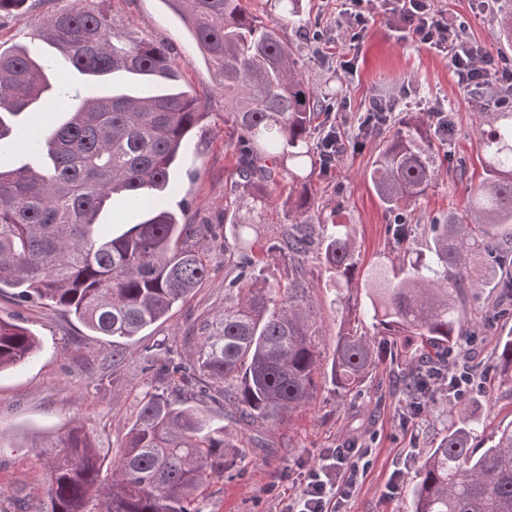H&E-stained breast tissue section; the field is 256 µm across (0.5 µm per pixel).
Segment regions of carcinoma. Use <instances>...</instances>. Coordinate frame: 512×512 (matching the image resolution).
<instances>
[{
    "label": "carcinoma",
    "instance_id": "cac0c4a2",
    "mask_svg": "<svg viewBox=\"0 0 512 512\" xmlns=\"http://www.w3.org/2000/svg\"><path fill=\"white\" fill-rule=\"evenodd\" d=\"M107 0H71L32 34L53 45L77 72L100 77L124 71L142 78L137 94L77 97L60 104L48 94L46 70L23 50H0V141L14 120L46 121L32 143L38 166H13L0 157V291L61 308L89 330L131 338L165 317L209 275L205 252L160 198L183 142L203 122L198 98L161 93L171 80L162 46L118 25ZM186 20L204 61L224 90V123L236 141L234 186L224 193V314L210 325L197 359L174 364L159 357L165 378L148 383L126 442L105 458L81 427L50 449L48 502L40 512H202L203 488L233 470L243 451L228 426L214 424L206 401H224V418L252 432L275 426L304 409L317 389L321 363L335 392H358L380 362L381 349L406 365L401 378L410 411L427 408L432 383L443 377V349L468 339V289L496 276L482 256L512 244V112L488 113L479 143L484 178L464 210L434 221L425 253L407 257L399 274L366 292L380 339L346 323L332 351L321 350L305 260L316 252L336 288V310L352 314L359 300L353 226L324 224L311 186L310 138L322 125L317 91L306 81L304 60L251 11L247 0H166ZM67 118L47 123L46 113ZM431 131L407 112L383 141L370 180L396 246L409 241L406 217L438 174ZM290 185L288 221L273 243L258 226L274 208V192ZM118 196L148 218L117 236L99 233L98 216ZM284 265L268 274L264 255ZM38 341L26 328L0 320V370L28 361ZM497 372L512 385V338L499 344ZM437 447L421 458L410 490V512H512V426L472 441L482 420L459 406Z\"/></svg>",
    "mask_w": 512,
    "mask_h": 512
}]
</instances>
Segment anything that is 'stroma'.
Listing matches in <instances>:
<instances>
[{
  "label": "stroma",
  "mask_w": 512,
  "mask_h": 512,
  "mask_svg": "<svg viewBox=\"0 0 512 512\" xmlns=\"http://www.w3.org/2000/svg\"><path fill=\"white\" fill-rule=\"evenodd\" d=\"M436 10L465 23L468 41L489 49L495 58L512 64V45L499 33V0H433ZM70 0H34L28 9L0 15V47L31 46L42 58L56 56L54 47L31 43L30 34L51 12L70 7ZM107 7L123 23L160 43L176 77L173 91L197 94L207 117L204 129L183 144L165 196L170 208L185 204L184 222L208 224L212 232L201 244L211 268L195 293L138 336L122 340L127 360L115 381L112 340L92 333L74 316L52 307L23 302L13 289L0 292V319L28 328L39 348L26 364L0 371V512H18L17 498H27L38 512L47 498L46 455L70 427L90 433L105 459L122 446L128 426L139 411V397L155 375L153 355L166 348L170 359L186 363L196 357L203 327L224 312V187L234 178L235 156L224 135V97L204 62L182 16L164 0H108ZM336 0H301L295 23L283 25L281 35L308 57L305 78L320 93L331 122L349 142V150L331 168L312 176L320 206L337 208L353 224L360 274L358 288L373 287L377 274L393 275L402 261L390 237L391 218L378 199L369 173L378 146L392 131L359 133L358 124L376 98H407L412 112L442 107L453 120L450 138L439 146L440 168L428 195L416 202L409 218L414 231L410 247L426 249L430 237L423 227L432 219L464 208L471 190L484 176L479 128L484 120L473 99L464 94L442 54L403 39L383 20L369 24L359 47L336 39ZM321 40H312V33ZM352 63L351 72L340 67ZM52 93L62 83L91 98L118 87L132 93L137 79L114 74L105 80L77 73L61 77L49 72ZM307 266L314 272V296L326 345H334L341 316L330 306L329 274L315 256ZM466 313L477 326L466 344L448 353L449 364L471 369L475 381L465 398L477 404L486 432L512 422V390L493 384L499 342L512 335V298L496 281L469 291ZM395 360L383 359L364 385L358 400L334 393L320 384L310 404L268 434L274 446L259 453L233 475L214 482L204 497L205 512H279L284 499L294 497L304 474L333 448L369 449L364 472L348 504V512H408L409 484L397 491L388 483L395 468L413 467L448 428L451 402L444 386H435L427 411L404 418V396Z\"/></svg>",
  "instance_id": "1"
}]
</instances>
